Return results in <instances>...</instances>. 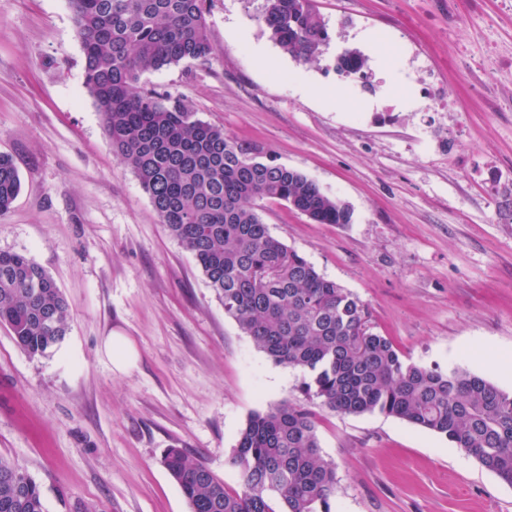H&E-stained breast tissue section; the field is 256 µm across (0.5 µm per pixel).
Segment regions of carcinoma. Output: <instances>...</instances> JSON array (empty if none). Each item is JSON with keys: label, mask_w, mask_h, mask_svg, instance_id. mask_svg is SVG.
Wrapping results in <instances>:
<instances>
[{"label": "carcinoma", "mask_w": 512, "mask_h": 512, "mask_svg": "<svg viewBox=\"0 0 512 512\" xmlns=\"http://www.w3.org/2000/svg\"><path fill=\"white\" fill-rule=\"evenodd\" d=\"M84 84L112 149L148 195L168 234L195 259L209 288L255 347L310 374L303 392L344 415L382 413L444 436L512 485V393L463 369L443 372L402 357L373 331L367 306L274 237L261 203L282 201L318 224H348L351 211L270 151L240 143L199 119L179 95L140 83L143 73L212 54L204 0H70ZM269 36L293 58L317 61L330 41L314 0H265ZM343 49L333 68L364 72ZM20 189L0 155V216ZM70 304L24 255L0 251V324L30 357L68 331ZM161 462L191 512H332L337 476L321 453L314 413L280 403L253 412L228 464L231 489L181 448ZM0 512H45L37 483L0 457Z\"/></svg>", "instance_id": "1"}]
</instances>
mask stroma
<instances>
[{"instance_id": "stroma-1", "label": "stroma", "mask_w": 512, "mask_h": 512, "mask_svg": "<svg viewBox=\"0 0 512 512\" xmlns=\"http://www.w3.org/2000/svg\"><path fill=\"white\" fill-rule=\"evenodd\" d=\"M263 0H206L213 53L144 84L183 96L198 118L272 151L352 213L318 224L284 202L261 216L273 236L365 303L400 354L462 368L512 391V0H315L330 42L302 62L269 38ZM366 78L336 74L343 47ZM468 56L476 78L452 69ZM452 87L455 118L429 109L418 81ZM323 91L301 94L298 83ZM21 190L0 217V251L27 256L70 303L64 341L29 357L0 325V455L38 484L46 512H190L160 462L176 446L229 487L227 459L248 416L308 405L307 375L271 361L171 238L113 152L84 85L69 0H0V154ZM135 367L117 371L107 336ZM336 465L332 512H512V486L447 439L380 413L317 411ZM104 353L118 370H125L136 361V352L123 336H109L103 345Z\"/></svg>"}]
</instances>
